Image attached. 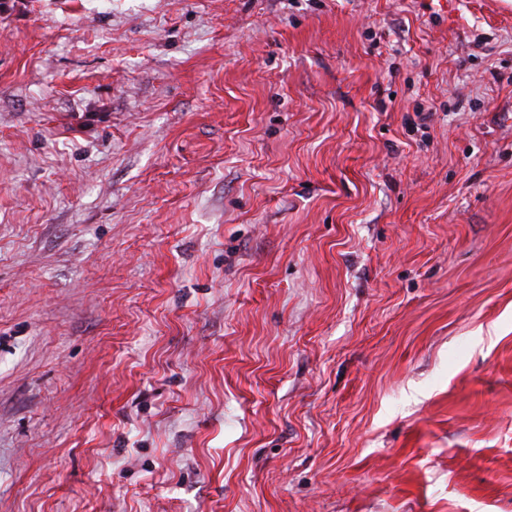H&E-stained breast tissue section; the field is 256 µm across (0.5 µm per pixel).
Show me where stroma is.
Instances as JSON below:
<instances>
[{
  "instance_id": "obj_1",
  "label": "stroma",
  "mask_w": 512,
  "mask_h": 512,
  "mask_svg": "<svg viewBox=\"0 0 512 512\" xmlns=\"http://www.w3.org/2000/svg\"><path fill=\"white\" fill-rule=\"evenodd\" d=\"M0 512H512V0H0Z\"/></svg>"
}]
</instances>
